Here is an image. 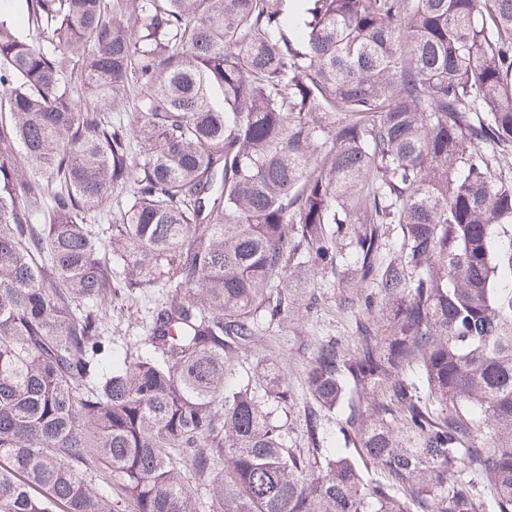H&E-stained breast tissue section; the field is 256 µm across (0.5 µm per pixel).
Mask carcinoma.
Listing matches in <instances>:
<instances>
[{
  "label": "carcinoma",
  "instance_id": "obj_1",
  "mask_svg": "<svg viewBox=\"0 0 512 512\" xmlns=\"http://www.w3.org/2000/svg\"><path fill=\"white\" fill-rule=\"evenodd\" d=\"M21 2L0 512H200L189 473L209 512H512V0ZM125 185L108 250L85 214ZM115 255L169 288L123 357ZM326 270L358 317L308 366L304 457L288 386L231 359Z\"/></svg>",
  "mask_w": 512,
  "mask_h": 512
}]
</instances>
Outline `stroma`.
Listing matches in <instances>:
<instances>
[{
	"label": "stroma",
	"instance_id": "35a3bbf8",
	"mask_svg": "<svg viewBox=\"0 0 512 512\" xmlns=\"http://www.w3.org/2000/svg\"><path fill=\"white\" fill-rule=\"evenodd\" d=\"M167 290L159 283L137 288H120L106 300L107 331L117 354L135 349L152 315L166 299ZM292 312L257 336L251 351L233 360L237 376H245L259 368L263 360L275 363L281 379L288 384L291 396L287 411L288 444L305 450L303 410L310 400L306 370L319 343L335 340L352 346L353 312L340 309L335 279L330 273L319 274L311 284L294 291Z\"/></svg>",
	"mask_w": 512,
	"mask_h": 512
}]
</instances>
